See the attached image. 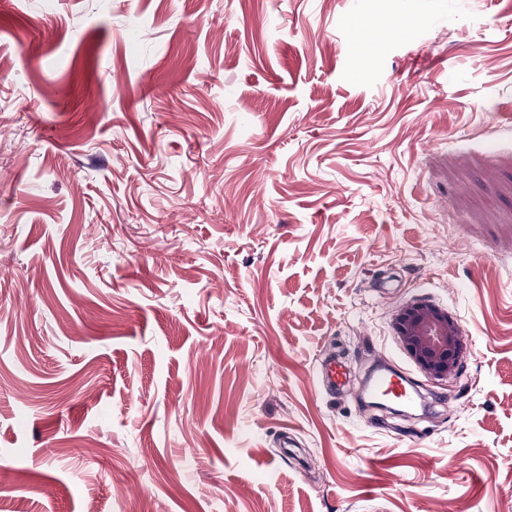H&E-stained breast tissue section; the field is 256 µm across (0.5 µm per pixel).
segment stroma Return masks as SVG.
<instances>
[{"mask_svg": "<svg viewBox=\"0 0 512 512\" xmlns=\"http://www.w3.org/2000/svg\"><path fill=\"white\" fill-rule=\"evenodd\" d=\"M89 501L512 512V0H0V502ZM392 329L427 379L443 381L460 373L467 345L448 309L423 302L407 303L394 314ZM363 397H384L396 402L399 410H412L422 402L420 391L396 364L377 366L370 379L362 385Z\"/></svg>", "mask_w": 512, "mask_h": 512, "instance_id": "obj_1", "label": "stroma"}]
</instances>
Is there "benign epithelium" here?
Masks as SVG:
<instances>
[{"instance_id": "7a95c632", "label": "benign epithelium", "mask_w": 512, "mask_h": 512, "mask_svg": "<svg viewBox=\"0 0 512 512\" xmlns=\"http://www.w3.org/2000/svg\"><path fill=\"white\" fill-rule=\"evenodd\" d=\"M392 329L427 379L443 381L460 373L467 345L461 327L447 309L407 303L394 314Z\"/></svg>"}]
</instances>
